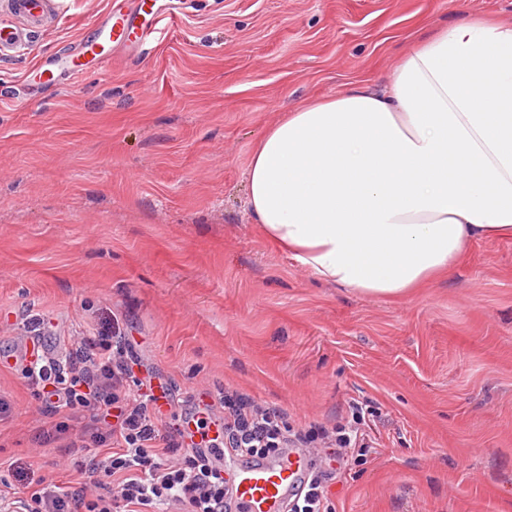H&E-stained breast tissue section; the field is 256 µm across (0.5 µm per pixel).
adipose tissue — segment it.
Returning a JSON list of instances; mask_svg holds the SVG:
<instances>
[{
	"mask_svg": "<svg viewBox=\"0 0 512 512\" xmlns=\"http://www.w3.org/2000/svg\"><path fill=\"white\" fill-rule=\"evenodd\" d=\"M248 206L319 279L401 299L474 238L512 237V25L441 29L386 88L357 84L257 142Z\"/></svg>",
	"mask_w": 512,
	"mask_h": 512,
	"instance_id": "ef3b65f1",
	"label": "adipose tissue"
}]
</instances>
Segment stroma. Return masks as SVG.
Returning <instances> with one entry per match:
<instances>
[{
  "label": "stroma",
  "instance_id": "35a3bbf8",
  "mask_svg": "<svg viewBox=\"0 0 512 512\" xmlns=\"http://www.w3.org/2000/svg\"><path fill=\"white\" fill-rule=\"evenodd\" d=\"M115 0H59L0 55V350L64 360L115 328L176 413L224 388L332 425L378 413L335 512H512V238L469 241L450 276L392 300L316 278L264 238L246 173L267 128L357 83L386 85L444 26L512 23V0H182L145 55L67 85L37 64ZM0 474L19 493L74 474L22 365L0 368Z\"/></svg>",
  "mask_w": 512,
  "mask_h": 512
}]
</instances>
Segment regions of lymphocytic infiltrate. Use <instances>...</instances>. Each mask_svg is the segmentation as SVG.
<instances>
[{"label": "lymphocytic infiltrate", "mask_w": 512, "mask_h": 512, "mask_svg": "<svg viewBox=\"0 0 512 512\" xmlns=\"http://www.w3.org/2000/svg\"><path fill=\"white\" fill-rule=\"evenodd\" d=\"M135 359L125 337L100 332L78 338L69 366L44 360L28 366L39 412L48 428L36 440L63 439L79 423L84 450L73 485L40 482L20 512H224V469L218 450L184 446L178 418L159 416L151 377L136 379ZM135 380L138 390L125 384ZM224 445L264 456L296 445L326 452L338 467L364 455V428L372 410L353 403L333 427L294 428L281 409L243 393L219 391Z\"/></svg>", "instance_id": "lymphocytic-infiltrate-1"}]
</instances>
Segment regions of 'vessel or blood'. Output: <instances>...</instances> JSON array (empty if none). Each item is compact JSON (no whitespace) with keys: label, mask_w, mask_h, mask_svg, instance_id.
I'll use <instances>...</instances> for the list:
<instances>
[{"label":"vessel or blood","mask_w":512,"mask_h":512,"mask_svg":"<svg viewBox=\"0 0 512 512\" xmlns=\"http://www.w3.org/2000/svg\"><path fill=\"white\" fill-rule=\"evenodd\" d=\"M154 0H134L132 12L112 9L100 21H93L95 37L84 43L80 54L58 52L45 58L43 65L51 78L66 80L84 70V57L103 64L106 54L97 52L98 42L113 46H145L156 30L158 18ZM0 12L12 23L0 27V54L18 52L42 32L58 15L55 0H0ZM224 454L226 499L230 512H285L290 498L305 487L313 470L314 456L302 448L266 457L252 456L227 448Z\"/></svg>","instance_id":"1"}]
</instances>
